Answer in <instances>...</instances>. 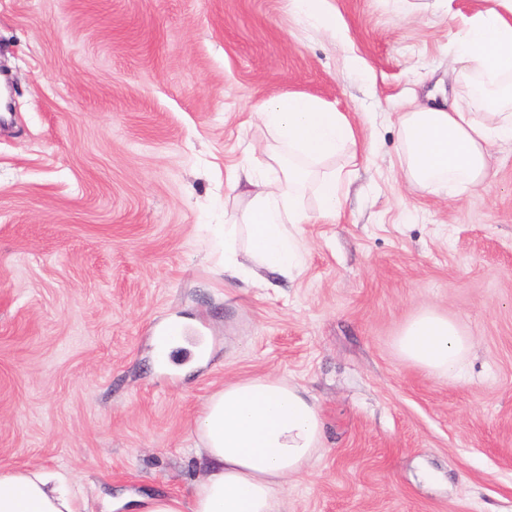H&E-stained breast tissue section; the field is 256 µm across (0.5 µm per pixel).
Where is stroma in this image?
Segmentation results:
<instances>
[{"label": "stroma", "mask_w": 512, "mask_h": 512, "mask_svg": "<svg viewBox=\"0 0 512 512\" xmlns=\"http://www.w3.org/2000/svg\"><path fill=\"white\" fill-rule=\"evenodd\" d=\"M486 6L327 0L332 37L288 0H0V468L69 473L90 512L189 496L204 403L270 373L325 426L286 512H512V142L448 200L409 185L398 138L406 99H453L457 33ZM288 94L358 145L328 162L335 222L304 192L300 274L250 288L198 227L243 222L230 177L268 171L255 111ZM425 307L473 341L443 382L395 347ZM174 322L202 358L160 360Z\"/></svg>", "instance_id": "obj_1"}]
</instances>
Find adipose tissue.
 <instances>
[{"label": "adipose tissue", "mask_w": 512, "mask_h": 512, "mask_svg": "<svg viewBox=\"0 0 512 512\" xmlns=\"http://www.w3.org/2000/svg\"><path fill=\"white\" fill-rule=\"evenodd\" d=\"M459 99L448 108L409 104L399 141L409 182L455 198L488 177L489 147L512 140V0L490 5L464 24L457 43ZM288 154L281 180L245 167L253 205L242 224L211 225L213 251L227 277L266 287L258 269L290 276L303 245L292 233L307 213L292 184L315 177L320 216L335 220L341 177L320 164L356 146L347 117L307 95L272 98L256 111ZM245 251H238L239 238ZM402 356L439 380L456 375L471 349L457 323L434 310L418 312L400 330ZM205 474L189 498L153 494L132 500L133 512H282L289 477L308 470L324 446L323 420L306 390L271 375L230 382L206 400L193 430ZM76 481L26 468L0 469V512H83Z\"/></svg>", "instance_id": "1"}]
</instances>
